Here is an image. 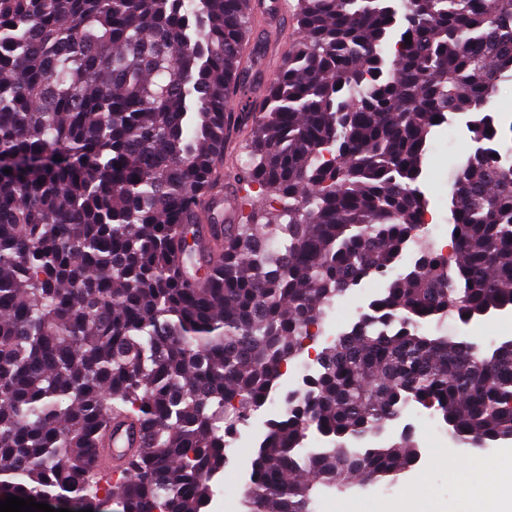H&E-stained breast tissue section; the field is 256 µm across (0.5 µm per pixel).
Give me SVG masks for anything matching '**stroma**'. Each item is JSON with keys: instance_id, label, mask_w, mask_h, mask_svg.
Segmentation results:
<instances>
[{"instance_id": "obj_1", "label": "stroma", "mask_w": 512, "mask_h": 512, "mask_svg": "<svg viewBox=\"0 0 512 512\" xmlns=\"http://www.w3.org/2000/svg\"><path fill=\"white\" fill-rule=\"evenodd\" d=\"M295 3L296 0H282L281 19L273 22L268 15H261L255 28L257 45L265 53V80L275 77L283 51L299 36L293 15ZM466 121V115H456L452 123L436 127L429 141V156L419 186L427 199L435 227L431 233L424 235L421 244L410 246L409 255H417L423 245L441 246L449 238L454 174L473 146ZM385 286V281L369 280L346 296L334 299L326 309L322 324L324 334L349 329L356 321L360 307L367 305ZM425 330L431 335L459 336L490 351L501 341L512 339V310L498 311L467 324L454 317L435 320L427 323ZM278 414L277 405L268 404L248 420L237 423L235 440L227 450L228 462L213 480L215 495L206 512H243L244 484L237 466L240 460L251 459L253 455L249 434L264 429L267 420L277 418ZM415 441L421 457L413 468L396 480L372 484L356 479L344 490L315 486L312 490L314 512H388L416 486L435 490L436 500L441 507H453L461 500V489L469 480L468 470L475 458L512 456V448L505 444L497 443L475 450L458 444L449 436L435 437L430 429L422 426L415 429Z\"/></svg>"}]
</instances>
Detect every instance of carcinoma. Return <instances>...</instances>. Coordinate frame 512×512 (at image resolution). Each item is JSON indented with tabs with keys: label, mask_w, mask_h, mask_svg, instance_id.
Returning <instances> with one entry per match:
<instances>
[{
	"label": "carcinoma",
	"mask_w": 512,
	"mask_h": 512,
	"mask_svg": "<svg viewBox=\"0 0 512 512\" xmlns=\"http://www.w3.org/2000/svg\"><path fill=\"white\" fill-rule=\"evenodd\" d=\"M296 17L257 95L252 0H0V500L202 512L224 411L259 410L325 307L370 278L387 288L267 421L244 512H311L316 485L410 467L409 431L348 447L410 402L473 448L512 439V340L422 331L512 307V123L491 110L512 0H297ZM459 113L475 146L455 250L401 267L431 134ZM235 128L238 184L271 205L201 224ZM123 426L140 443L104 489L97 449ZM312 428L333 447L304 460Z\"/></svg>",
	"instance_id": "cac0c4a2"
}]
</instances>
